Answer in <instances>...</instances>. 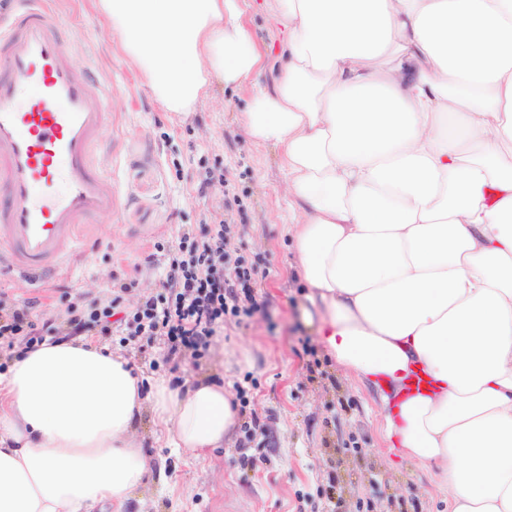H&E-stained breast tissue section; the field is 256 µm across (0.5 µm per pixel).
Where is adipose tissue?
<instances>
[{"label":"adipose tissue","mask_w":512,"mask_h":512,"mask_svg":"<svg viewBox=\"0 0 512 512\" xmlns=\"http://www.w3.org/2000/svg\"><path fill=\"white\" fill-rule=\"evenodd\" d=\"M169 112L269 47L249 0H96ZM279 72L244 124L279 150L297 273L327 352L383 385L382 437L448 512H512V0H275ZM433 381L405 391L410 370ZM196 458L237 422L224 380L144 385L121 351L43 341L0 371V512H127L142 416Z\"/></svg>","instance_id":"ef3b65f1"}]
</instances>
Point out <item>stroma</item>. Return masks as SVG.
<instances>
[{"label": "stroma", "instance_id": "obj_1", "mask_svg": "<svg viewBox=\"0 0 512 512\" xmlns=\"http://www.w3.org/2000/svg\"><path fill=\"white\" fill-rule=\"evenodd\" d=\"M54 8L72 64L89 68L104 90L91 101L109 114L96 165L111 174L119 201L98 217L97 239L50 287L33 291L12 274L0 275V307L32 299L35 320L50 317L61 327L72 303L85 311L116 297L134 307L141 294L160 290L165 248L181 233L203 235L219 217L230 224L225 268L240 260L257 267L253 288L264 304L226 321L196 360L172 358L163 336L107 337L145 381L220 375L245 401L223 448L203 459L159 447L143 423V446L167 470L173 490L146 491L129 512H321L328 497L335 512H447L430 472L385 447L378 391L346 376L317 336L321 305L296 276L288 236L294 214L277 152L252 141L242 123L249 86L216 80L192 112H166L127 63L95 0H54ZM210 171L217 179L198 195ZM150 253L149 266L143 258ZM126 282L131 290L120 293ZM255 417L266 431L247 435ZM243 446L254 467L241 466Z\"/></svg>", "mask_w": 512, "mask_h": 512}]
</instances>
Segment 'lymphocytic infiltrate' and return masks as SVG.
Masks as SVG:
<instances>
[{
	"label": "lymphocytic infiltrate",
	"instance_id": "f902f5d3",
	"mask_svg": "<svg viewBox=\"0 0 512 512\" xmlns=\"http://www.w3.org/2000/svg\"><path fill=\"white\" fill-rule=\"evenodd\" d=\"M229 232V225L219 221L200 238L182 233L167 253L161 292L141 297L124 312L113 303L86 314L68 307L67 335L83 336L95 329L108 334L118 324L133 336L166 337L174 354L207 350L226 319L251 315L260 307L252 289L257 269L241 262L232 271L224 269ZM33 307V301L26 300L11 312L0 313V340L18 336L29 348L43 336L57 335L52 320H34Z\"/></svg>",
	"mask_w": 512,
	"mask_h": 512
}]
</instances>
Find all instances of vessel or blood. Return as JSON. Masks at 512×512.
Listing matches in <instances>:
<instances>
[{
	"instance_id": "obj_1",
	"label": "vessel or blood",
	"mask_w": 512,
	"mask_h": 512,
	"mask_svg": "<svg viewBox=\"0 0 512 512\" xmlns=\"http://www.w3.org/2000/svg\"><path fill=\"white\" fill-rule=\"evenodd\" d=\"M53 0H13L0 15V268L41 286L79 252L116 190L95 152L102 89L73 66Z\"/></svg>"
}]
</instances>
